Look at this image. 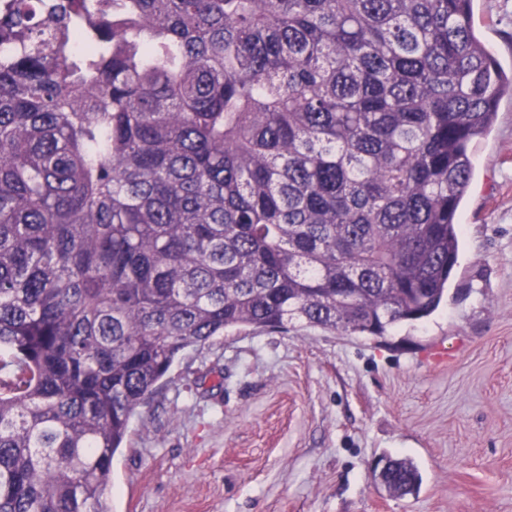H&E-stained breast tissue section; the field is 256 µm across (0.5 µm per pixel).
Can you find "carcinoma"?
Returning <instances> with one entry per match:
<instances>
[{
  "label": "carcinoma",
  "mask_w": 512,
  "mask_h": 512,
  "mask_svg": "<svg viewBox=\"0 0 512 512\" xmlns=\"http://www.w3.org/2000/svg\"><path fill=\"white\" fill-rule=\"evenodd\" d=\"M2 44L0 512H111L189 348L431 316L512 97L473 0H10Z\"/></svg>",
  "instance_id": "obj_1"
}]
</instances>
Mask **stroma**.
I'll return each instance as SVG.
<instances>
[{
	"label": "stroma",
	"instance_id": "stroma-1",
	"mask_svg": "<svg viewBox=\"0 0 512 512\" xmlns=\"http://www.w3.org/2000/svg\"><path fill=\"white\" fill-rule=\"evenodd\" d=\"M512 68V0H474ZM448 296L387 336L230 332L133 416L112 512H512V99L474 150ZM408 457L418 496L374 470Z\"/></svg>",
	"mask_w": 512,
	"mask_h": 512
}]
</instances>
